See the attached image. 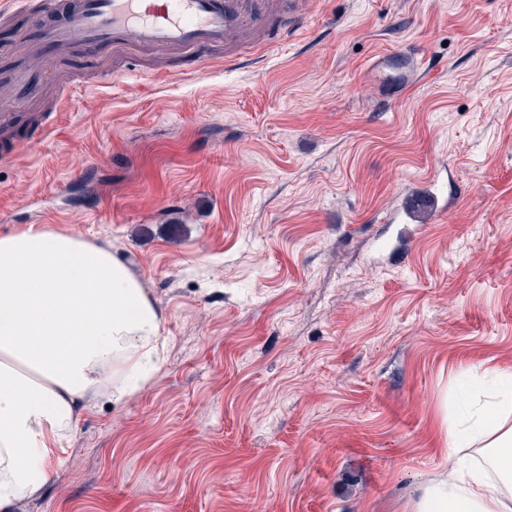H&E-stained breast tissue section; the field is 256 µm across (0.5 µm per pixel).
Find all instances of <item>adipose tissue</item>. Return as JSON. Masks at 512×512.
Here are the masks:
<instances>
[{
    "instance_id": "1",
    "label": "adipose tissue",
    "mask_w": 512,
    "mask_h": 512,
    "mask_svg": "<svg viewBox=\"0 0 512 512\" xmlns=\"http://www.w3.org/2000/svg\"><path fill=\"white\" fill-rule=\"evenodd\" d=\"M162 314L107 247L29 228L0 236V512L39 496L85 402H121L160 362ZM448 422L442 472L411 512H512V377L493 368Z\"/></svg>"
}]
</instances>
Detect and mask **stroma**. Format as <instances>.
Wrapping results in <instances>:
<instances>
[{
	"label": "stroma",
	"instance_id": "stroma-1",
	"mask_svg": "<svg viewBox=\"0 0 512 512\" xmlns=\"http://www.w3.org/2000/svg\"><path fill=\"white\" fill-rule=\"evenodd\" d=\"M303 3L231 68L39 57L0 17V67L33 71L0 97V235L109 245L164 343L16 512H410L455 396L512 373V0ZM407 51L420 79L379 85ZM433 179L447 213L389 223Z\"/></svg>",
	"mask_w": 512,
	"mask_h": 512
}]
</instances>
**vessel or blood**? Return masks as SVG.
I'll return each instance as SVG.
<instances>
[{
  "instance_id": "1",
  "label": "vessel or blood",
  "mask_w": 512,
  "mask_h": 512,
  "mask_svg": "<svg viewBox=\"0 0 512 512\" xmlns=\"http://www.w3.org/2000/svg\"><path fill=\"white\" fill-rule=\"evenodd\" d=\"M20 8L41 17L33 45L43 56L58 55L78 44L94 57L177 51L203 64L221 53L231 34L267 27L270 0H18ZM448 197L436 184L404 200L399 221L416 224L424 216L443 214Z\"/></svg>"
}]
</instances>
